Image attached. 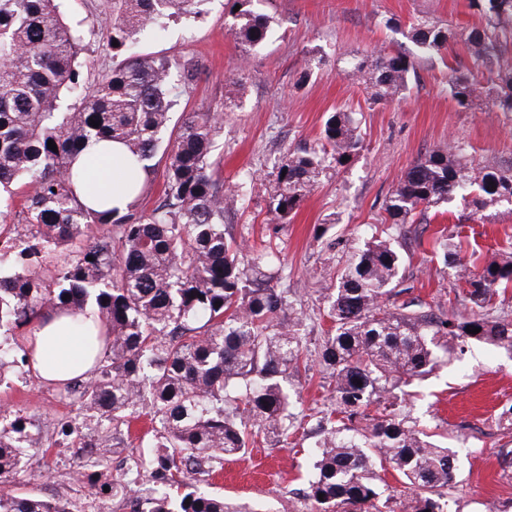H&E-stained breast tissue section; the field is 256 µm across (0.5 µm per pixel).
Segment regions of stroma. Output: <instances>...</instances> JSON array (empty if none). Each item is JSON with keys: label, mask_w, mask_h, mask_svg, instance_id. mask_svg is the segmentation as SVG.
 <instances>
[{"label": "stroma", "mask_w": 512, "mask_h": 512, "mask_svg": "<svg viewBox=\"0 0 512 512\" xmlns=\"http://www.w3.org/2000/svg\"><path fill=\"white\" fill-rule=\"evenodd\" d=\"M256 7L271 17L274 31L253 51H243L234 39L225 0H208L201 18L167 22L158 35L142 39L139 52L199 61L200 72L183 88L179 109L221 113L223 130L213 159L225 187L238 192V203L226 216L229 231L247 250L269 238L277 243L288 278L275 285L291 288L301 333L312 351L329 327L319 314L318 289L336 283L343 251L380 234L384 202L403 173L451 139L466 143L475 162L512 166V114L484 95L467 109L449 95L455 69L471 70L486 89L499 82L494 67H473L467 51L465 33L486 23L471 0H256ZM111 12L112 0H66L68 21L83 26L81 59L92 78L112 67V48L102 32ZM421 15L454 31L447 51L424 55L406 38L409 24ZM396 52L414 65L410 92L390 103L369 100L363 86L348 76L350 62ZM316 56L320 64L308 68ZM304 70L310 76L302 83L298 77ZM338 109L352 112L362 149L347 165L327 171L291 223H276L268 211L275 161L287 152L320 146L325 119ZM457 228L482 252L512 248L511 207H500L488 219L455 202L446 212L429 214L400 247L414 292L426 302L447 303L455 286L451 270L433 256L432 244ZM331 241L336 244L332 251L326 248ZM439 361L428 377L409 386L403 412L430 428L458 457L444 512H488L493 506L512 512V467L502 464L503 455L512 451V423L502 417L512 408V355L473 344L464 356L443 353ZM294 388L300 394L295 434L287 444L270 437L248 454L225 461L215 492L253 512H293L305 486L308 448L331 397L315 370ZM1 407L29 415L46 435L75 415L56 385L17 367L0 385ZM95 436L88 426L55 447L30 449V459L44 461L47 470L24 473L18 491L58 495L74 512L92 506L127 512L122 498L101 502L73 477L74 471H88L90 455L79 445Z\"/></svg>", "instance_id": "35a3bbf8"}]
</instances>
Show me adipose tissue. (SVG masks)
<instances>
[{"instance_id":"obj_1","label":"adipose tissue","mask_w":512,"mask_h":512,"mask_svg":"<svg viewBox=\"0 0 512 512\" xmlns=\"http://www.w3.org/2000/svg\"><path fill=\"white\" fill-rule=\"evenodd\" d=\"M77 162L88 169L82 202L93 208L103 202L118 211H126L134 198L132 186L143 177L139 164L126 147L118 141L96 142L79 153ZM84 321L83 315L53 308L35 324L25 345L40 357L32 366L40 378L60 382L91 373L95 363Z\"/></svg>"}]
</instances>
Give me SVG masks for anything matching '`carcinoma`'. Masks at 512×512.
<instances>
[{"label": "carcinoma", "mask_w": 512, "mask_h": 512, "mask_svg": "<svg viewBox=\"0 0 512 512\" xmlns=\"http://www.w3.org/2000/svg\"><path fill=\"white\" fill-rule=\"evenodd\" d=\"M61 2L0 0V197L13 198L17 183L25 188V217L0 239V265L20 268L0 276V335L32 325L46 308L98 307L103 353L90 378L74 377L60 389L78 415L112 420L110 437L85 444L101 448L90 488L126 499L129 512H239L207 489L210 477L224 458L246 454L268 432L288 441L298 419L291 382L317 366L332 381L333 402L313 444L304 512H442L457 458L401 414L402 387L431 373L439 350L461 355L483 343L512 354V319L495 314L496 298L512 285V252L468 265L462 242L436 239L462 283L454 299L464 310L450 313L417 296L398 301L413 290L403 286V256L386 239L365 242L342 256L337 287L322 293L330 328L317 360L309 359L289 289L270 285L272 244L247 257L224 224L237 196L211 171L219 113L188 112L172 122L176 85L194 80L197 64L134 54L164 20L203 15L206 0H112L104 31L123 60L93 80L83 77L82 38ZM254 2L227 0L240 6L232 32L246 51L262 46L272 26ZM473 4L494 22L466 34L468 51L477 64L497 65L501 87L489 93L512 112V57L495 54L499 32L512 24V0ZM454 37L427 17L410 26L424 54L442 53ZM351 71L373 102L402 98L414 75L404 53L359 60ZM448 90L462 108L477 98L469 71L454 72ZM93 138L122 142L141 163V197L152 185V159L163 151L165 185L153 209L135 201L119 213L80 201L71 164ZM361 148L351 113H332L319 148L276 164L274 219L288 223L327 168ZM458 197L486 217L512 205V167L477 165L458 141L428 152L386 199L390 229L402 237L416 216ZM469 326L480 332L468 333ZM33 361V351L0 342V372ZM142 416L151 429L140 436L139 489L129 497L126 473L112 475L109 461L128 447L131 423ZM55 445L35 421L0 410V484L19 483L27 449ZM378 467L408 489L400 508L381 494ZM0 512L72 510L60 499L1 489Z\"/></svg>", "instance_id": "1"}]
</instances>
